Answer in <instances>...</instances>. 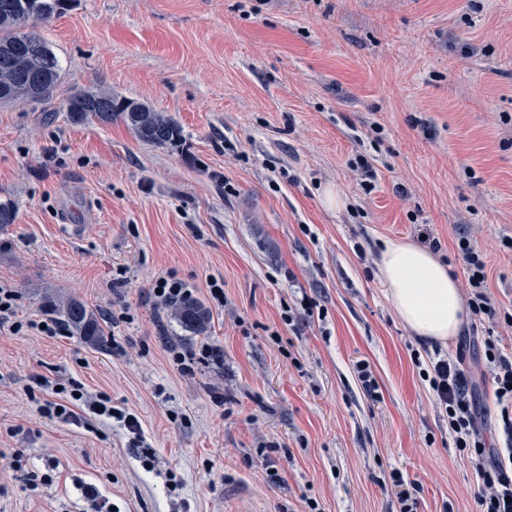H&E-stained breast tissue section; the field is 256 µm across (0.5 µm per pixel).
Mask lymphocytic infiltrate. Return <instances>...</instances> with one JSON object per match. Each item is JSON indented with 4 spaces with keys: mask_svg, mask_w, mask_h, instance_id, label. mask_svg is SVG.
I'll return each mask as SVG.
<instances>
[{
    "mask_svg": "<svg viewBox=\"0 0 512 512\" xmlns=\"http://www.w3.org/2000/svg\"><path fill=\"white\" fill-rule=\"evenodd\" d=\"M455 249L465 266V290L471 318L491 322L500 318L512 327V314H499L490 295L482 249L468 236L459 237ZM500 342V337L485 336L483 356L500 407L504 447L488 443L478 428L472 377L463 367L462 355L434 351L422 371L439 409L448 418V434L454 447L466 453L482 482L476 501L477 512H512V356L503 353ZM38 410L44 417L58 422L78 420L87 412L99 418L118 419L130 432L139 430V422L133 414L114 408L107 395H88L83 385L74 381L57 390L55 396L40 400Z\"/></svg>",
    "mask_w": 512,
    "mask_h": 512,
    "instance_id": "lymphocytic-infiltrate-1",
    "label": "lymphocytic infiltrate"
}]
</instances>
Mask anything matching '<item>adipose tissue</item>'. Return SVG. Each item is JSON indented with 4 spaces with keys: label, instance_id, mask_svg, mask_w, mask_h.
<instances>
[{
    "label": "adipose tissue",
    "instance_id": "adipose-tissue-1",
    "mask_svg": "<svg viewBox=\"0 0 512 512\" xmlns=\"http://www.w3.org/2000/svg\"><path fill=\"white\" fill-rule=\"evenodd\" d=\"M379 279L397 317L416 336L450 343L468 318L448 267L431 251L408 241L386 244Z\"/></svg>",
    "mask_w": 512,
    "mask_h": 512
}]
</instances>
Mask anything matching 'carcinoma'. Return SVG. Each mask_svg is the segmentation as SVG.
Masks as SVG:
<instances>
[{"mask_svg":"<svg viewBox=\"0 0 512 512\" xmlns=\"http://www.w3.org/2000/svg\"><path fill=\"white\" fill-rule=\"evenodd\" d=\"M72 2L74 0H0V87L15 91L16 101L30 100L24 88L43 75H53V86H58L63 72L60 59L43 38H38L41 45L39 54L28 55L22 51L20 39L23 28L31 19L46 20L62 15ZM77 98L85 111L68 113L75 125H107L119 120L136 138L156 147L175 148L183 141V129L178 122L145 103L119 97L105 89L81 90L72 94L68 103ZM169 312L171 319L196 336L208 331L210 313L195 297L180 299L170 306ZM60 314L86 343L101 345L103 318L83 302L67 299L60 304Z\"/></svg>","mask_w":512,"mask_h":512,"instance_id":"obj_1","label":"carcinoma"}]
</instances>
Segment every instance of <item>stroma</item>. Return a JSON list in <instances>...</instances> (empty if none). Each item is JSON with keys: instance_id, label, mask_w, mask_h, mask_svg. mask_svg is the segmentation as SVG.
<instances>
[{"instance_id": "1", "label": "stroma", "mask_w": 512, "mask_h": 512, "mask_svg": "<svg viewBox=\"0 0 512 512\" xmlns=\"http://www.w3.org/2000/svg\"><path fill=\"white\" fill-rule=\"evenodd\" d=\"M35 30L64 72L50 101L0 107V202L16 212L0 284L22 322L68 298L132 319L97 348L0 327V512H399L394 470L418 512H476L480 480L414 363L434 345L398 319L377 261L429 236L461 286L468 235L512 312V0H74ZM89 88L170 114L181 146L70 125L67 98ZM359 154L369 191L347 167ZM168 272L204 302L223 280L207 335L155 304ZM483 336L469 332L466 363L500 446ZM205 345L181 374L171 350ZM34 375L107 394L139 434L41 417Z\"/></svg>"}]
</instances>
